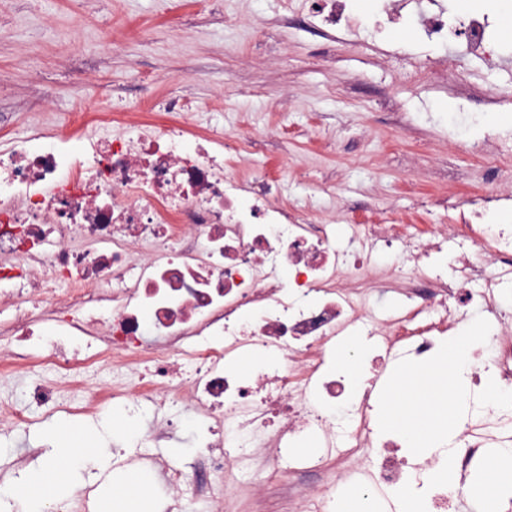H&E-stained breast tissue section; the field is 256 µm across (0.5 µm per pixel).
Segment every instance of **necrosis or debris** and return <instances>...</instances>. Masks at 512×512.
<instances>
[{
    "instance_id": "obj_1",
    "label": "necrosis or debris",
    "mask_w": 512,
    "mask_h": 512,
    "mask_svg": "<svg viewBox=\"0 0 512 512\" xmlns=\"http://www.w3.org/2000/svg\"><path fill=\"white\" fill-rule=\"evenodd\" d=\"M423 26L429 40L461 38L495 65L497 42L484 14L456 23L441 10L425 15ZM163 109L168 121L139 125L133 135L94 119L70 137L0 140V290L22 288L8 330L15 359L40 347L42 362L73 380L75 347L90 365L146 366L147 376L124 393V411L163 412V435L175 432L181 409H192L205 428L212 480L190 488L182 470H166L169 487L188 489L190 512H211L217 490L247 470H264L268 485L304 479L317 462L288 454L304 436L349 461L347 477L363 495L406 483L394 439L373 447L362 437L368 399L345 401L348 382L329 365L339 337L422 361L445 332L429 314L488 311L492 344L470 371L474 382L490 375L497 388L512 390V337L504 333L512 313L496 300L501 270L512 269L511 224L476 204L463 235L407 243L394 227L367 224L347 228L340 248L335 225L277 203L280 176L234 175L244 133L217 128L195 138L180 118L189 102L174 94ZM76 236L85 247L71 246ZM383 250L411 283L405 305L393 311L343 283L369 279ZM476 250L484 266L474 264ZM62 284L64 300L56 294ZM246 350L266 351L270 360L245 380L230 365ZM488 416L502 432L465 423L455 457L461 472L485 463L488 446L512 447V411Z\"/></svg>"
}]
</instances>
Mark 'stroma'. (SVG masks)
Returning <instances> with one entry per match:
<instances>
[{"instance_id":"1","label":"stroma","mask_w":512,"mask_h":512,"mask_svg":"<svg viewBox=\"0 0 512 512\" xmlns=\"http://www.w3.org/2000/svg\"><path fill=\"white\" fill-rule=\"evenodd\" d=\"M441 2L461 20L484 11L512 62V0ZM420 59L462 65L473 84L512 94V69L488 68L458 43L440 49L395 16L381 37L360 28L327 43L308 0H0V130L61 133L78 112L112 114L132 130L165 121L158 104L175 91L194 106L184 115L193 132H249L238 176L279 171V203L311 221L340 229L393 224L417 240L456 227L452 202L493 194L501 222L512 224V151L498 143L512 130V101L491 111L478 97L414 81ZM447 103L494 126L486 157L460 144ZM11 317V308L0 309V398L17 401L35 423H0V484L21 482L55 427L80 445L110 448L112 473L75 481L67 492L49 494L48 503L76 504L85 495L87 512H100L114 483L144 470L130 437L148 432L153 421L143 417L130 433L114 424L109 407L78 413L93 385L115 380L107 366L86 369L84 384L64 390L74 412L45 414L24 389L55 374L35 363L15 366L6 333ZM197 448L188 427L156 453L199 475ZM214 510L272 512L249 475L221 493Z\"/></svg>"}]
</instances>
